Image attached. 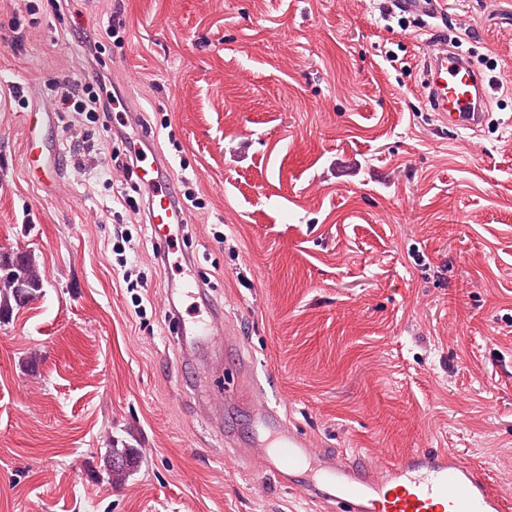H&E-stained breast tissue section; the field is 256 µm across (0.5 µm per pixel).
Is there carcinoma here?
<instances>
[{
	"label": "carcinoma",
	"instance_id": "cac0c4a2",
	"mask_svg": "<svg viewBox=\"0 0 512 512\" xmlns=\"http://www.w3.org/2000/svg\"><path fill=\"white\" fill-rule=\"evenodd\" d=\"M44 279L32 254L13 252L0 255V321L12 313L13 308L24 307L42 291ZM134 449L112 443L108 449L109 478L124 479L132 464Z\"/></svg>",
	"mask_w": 512,
	"mask_h": 512
}]
</instances>
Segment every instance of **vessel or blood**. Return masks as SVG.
<instances>
[{"instance_id":"1","label":"vessel or blood","mask_w":512,"mask_h":512,"mask_svg":"<svg viewBox=\"0 0 512 512\" xmlns=\"http://www.w3.org/2000/svg\"><path fill=\"white\" fill-rule=\"evenodd\" d=\"M425 100L444 124L478 133L486 119L489 98L483 76L458 51L443 48L423 63ZM52 113L36 105L29 115V140L42 160L56 152V144L42 138ZM161 157L140 168V179L149 191L150 221L172 223L171 183L160 180ZM253 410L272 428L266 447L255 449L261 470L281 481L301 485L311 498L331 504L335 512H504L502 499L491 489L486 474L465 463L454 452L440 449L411 452L389 467L376 470L360 457L345 458L326 450L316 451L310 439L283 424L262 393L249 397Z\"/></svg>"}]
</instances>
